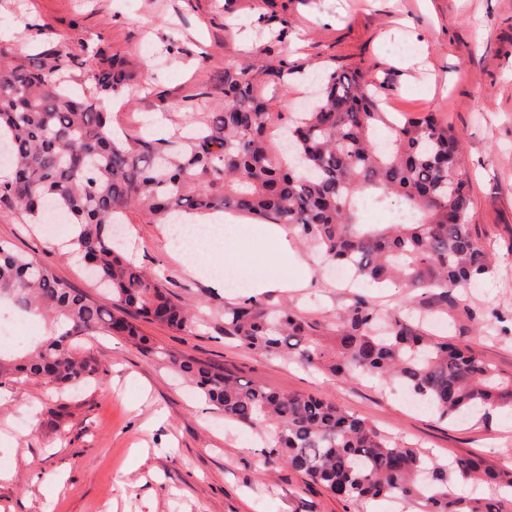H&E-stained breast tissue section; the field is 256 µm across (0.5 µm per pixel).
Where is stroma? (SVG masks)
<instances>
[{
    "label": "stroma",
    "instance_id": "1",
    "mask_svg": "<svg viewBox=\"0 0 512 512\" xmlns=\"http://www.w3.org/2000/svg\"><path fill=\"white\" fill-rule=\"evenodd\" d=\"M20 23L14 47L34 59L65 45L80 60L96 48L120 56L133 75L112 111L121 134H151L164 113L173 133L194 112L217 109L227 61L256 55L260 64L297 68L288 90L265 88L275 109H302L322 75L359 68L389 81L391 111L435 112L462 136L471 179L470 222L495 255L491 273L469 285L459 305L437 312L436 333L470 341L500 372L512 373V0H0V23ZM287 40H279L280 32ZM301 46H293L292 37ZM421 64L403 68L405 57ZM427 69L435 95L413 88ZM129 257L154 272L179 299H202V321L187 333L141 323L142 348L120 336L78 340L101 380L56 387L32 380L0 383V512H346L304 476L266 458V433L225 420L170 363V356L211 363L243 380L291 394H317L365 418L396 442L449 461L479 454L512 467V428L475 412L440 420L427 403H408L377 380L351 383L270 357L224 337V308L252 297L295 306L311 319L348 306L354 294L380 310L405 309L404 289L363 282L346 286L297 237L286 238L309 268L288 290H240L189 268L169 227L131 212L117 225ZM70 226L29 231L0 203V241L41 262L103 306V293L72 254ZM492 328L477 335L472 312ZM64 478L54 505L43 482Z\"/></svg>",
    "mask_w": 512,
    "mask_h": 512
}]
</instances>
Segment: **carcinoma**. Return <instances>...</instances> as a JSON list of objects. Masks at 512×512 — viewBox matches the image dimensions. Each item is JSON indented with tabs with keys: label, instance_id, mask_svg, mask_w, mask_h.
<instances>
[{
	"label": "carcinoma",
	"instance_id": "1",
	"mask_svg": "<svg viewBox=\"0 0 512 512\" xmlns=\"http://www.w3.org/2000/svg\"><path fill=\"white\" fill-rule=\"evenodd\" d=\"M70 53L54 49L34 62L0 42V150L11 167L0 200L38 224L50 209L79 227L73 239L96 279L112 292L106 308L47 265L0 241V303L42 316L45 338L23 357L0 354V380L36 379L78 387L99 375L73 342L123 336L148 346L138 322L197 328L198 307L181 301L118 249L112 225L139 211L164 224L176 213L232 212L286 224L324 259L370 283L439 290L443 304L492 270L494 257L469 221L470 183L462 137L432 113L400 117L385 108V81L359 68L327 72L320 98L279 122L259 85L288 89V70L255 61L224 65L223 109L194 136L175 140L112 136L104 96L132 75L112 58L84 71L83 94ZM284 147L271 139L282 127ZM396 197L411 218L361 224L359 201ZM224 338L264 355L323 367L347 381L399 384L439 418L512 409V374L491 367L471 345L425 331L397 312L384 314L357 295L322 322L287 304L245 299L224 308ZM172 365L224 417L262 425L266 454L347 506L398 497L422 512H512V469L471 456L452 462L400 445L368 421L320 396L283 394L243 383L193 358ZM490 495L466 499L458 480Z\"/></svg>",
	"mask_w": 512,
	"mask_h": 512
}]
</instances>
